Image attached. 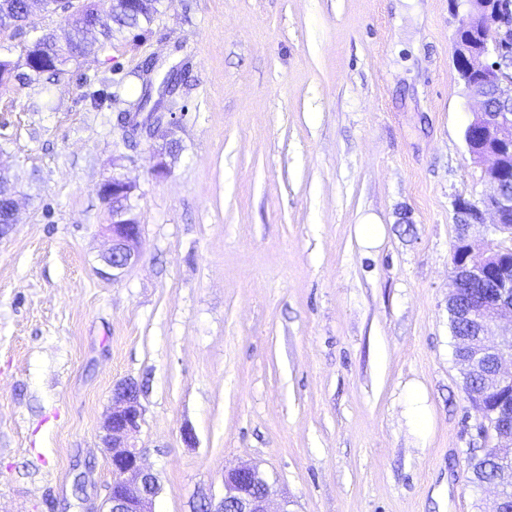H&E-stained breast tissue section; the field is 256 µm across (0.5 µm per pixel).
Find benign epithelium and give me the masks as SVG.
I'll list each match as a JSON object with an SVG mask.
<instances>
[{
  "mask_svg": "<svg viewBox=\"0 0 512 512\" xmlns=\"http://www.w3.org/2000/svg\"><path fill=\"white\" fill-rule=\"evenodd\" d=\"M468 5L460 21L467 34L455 42L454 62L469 95L480 101L465 130L470 156L486 161L485 178L493 184L492 194L480 199L458 196L453 208L458 221L455 240L456 274L448 292V307L468 327L461 354L456 356L460 373L478 377L463 385L470 399L484 403L503 390H512V196L504 192L507 172H512V53L504 42L512 38V10L505 0H464ZM497 92L499 104L492 107L485 92ZM150 122L132 123L127 113L119 122L133 136L153 143L164 141L155 151L160 158L173 145L176 113L151 111ZM137 185L112 173L97 188L103 204H112V219L102 226L109 247L102 255L105 274L120 279L140 256L143 225L136 213ZM143 421L138 384L127 379L112 393L102 436L109 451L112 480L120 489L108 496V512H155L161 488L157 476L143 460V450L134 442ZM493 421L496 451L512 454V401H499ZM485 512H502L501 488L483 487ZM209 512H293L292 501L278 494L258 465L241 462L224 468L223 493L203 496Z\"/></svg>",
  "mask_w": 512,
  "mask_h": 512,
  "instance_id": "7a95c632",
  "label": "benign epithelium"
}]
</instances>
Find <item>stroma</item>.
<instances>
[{"mask_svg":"<svg viewBox=\"0 0 512 512\" xmlns=\"http://www.w3.org/2000/svg\"><path fill=\"white\" fill-rule=\"evenodd\" d=\"M456 25L451 0H162L150 28L0 87L19 191L0 238V512H98L127 378L156 512H192L238 462L294 512H478L469 460L492 440L448 290L453 200L493 187L464 142L478 103ZM172 70L162 176L117 115ZM116 163L143 236L115 281L96 187Z\"/></svg>","mask_w":512,"mask_h":512,"instance_id":"35a3bbf8","label":"stroma"}]
</instances>
